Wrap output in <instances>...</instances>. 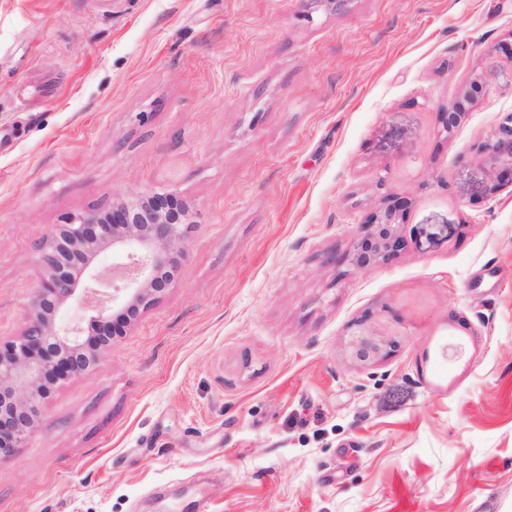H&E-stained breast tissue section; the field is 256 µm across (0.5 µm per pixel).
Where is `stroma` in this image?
I'll return each mask as SVG.
<instances>
[{"label": "stroma", "mask_w": 512, "mask_h": 512, "mask_svg": "<svg viewBox=\"0 0 512 512\" xmlns=\"http://www.w3.org/2000/svg\"><path fill=\"white\" fill-rule=\"evenodd\" d=\"M511 36L512 0H0V340L49 229L193 208L174 283L0 460V512H512V187L474 159ZM385 196L404 246L353 268ZM483 89L484 85L481 77L479 75H473L465 85L457 101H455L451 106H448V109L445 112H439L442 132L445 133L446 136H452L462 121V118L465 116L466 108L464 106V102L471 104ZM349 341L350 354L353 359L363 364L378 359L385 347L384 340L375 334L363 321L351 327Z\"/></svg>", "instance_id": "stroma-1"}]
</instances>
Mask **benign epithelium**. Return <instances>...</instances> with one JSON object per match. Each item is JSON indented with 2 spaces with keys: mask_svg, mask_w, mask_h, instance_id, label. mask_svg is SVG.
Wrapping results in <instances>:
<instances>
[{
  "mask_svg": "<svg viewBox=\"0 0 512 512\" xmlns=\"http://www.w3.org/2000/svg\"><path fill=\"white\" fill-rule=\"evenodd\" d=\"M484 89L474 75L448 109L439 113L442 132L450 137L470 104ZM477 159L512 182V113L476 149ZM403 197H385L361 223L350 254L351 264L366 269L397 252L402 244ZM191 214L173 193L132 196L105 211L60 224L36 247L44 278L31 300L30 322L22 335L0 343V460L26 447L43 406L56 385L100 365L108 343L85 335L82 319H64L71 304L95 313L100 330L117 339L115 327L155 300L169 285L163 271L176 270L187 243ZM112 251V266L100 268L98 257ZM384 340L363 321L351 327L353 359H378Z\"/></svg>",
  "mask_w": 512,
  "mask_h": 512,
  "instance_id": "obj_1",
  "label": "benign epithelium"
}]
</instances>
